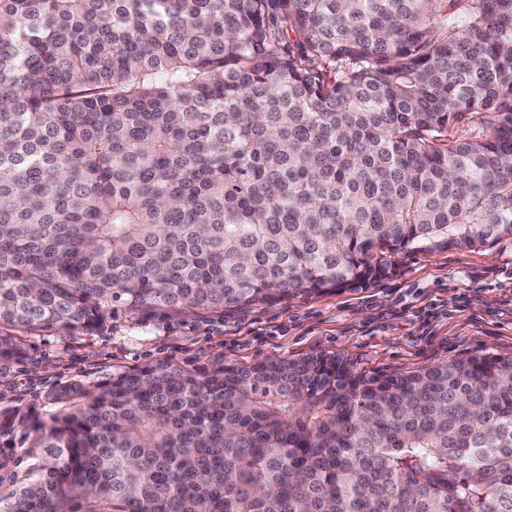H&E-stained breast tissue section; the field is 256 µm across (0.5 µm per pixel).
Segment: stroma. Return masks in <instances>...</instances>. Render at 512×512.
Returning <instances> with one entry per match:
<instances>
[{
    "instance_id": "obj_1",
    "label": "stroma",
    "mask_w": 512,
    "mask_h": 512,
    "mask_svg": "<svg viewBox=\"0 0 512 512\" xmlns=\"http://www.w3.org/2000/svg\"><path fill=\"white\" fill-rule=\"evenodd\" d=\"M25 357L0 367V411L45 413L62 383L94 384L155 365L186 370L313 352L359 373L416 371L476 352L512 356V237L486 248L415 251L385 275L300 301L178 314L115 309L105 327L17 332ZM24 431L0 447V497L43 459Z\"/></svg>"
}]
</instances>
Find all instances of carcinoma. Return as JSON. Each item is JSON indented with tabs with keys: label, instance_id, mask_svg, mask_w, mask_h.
<instances>
[{
	"label": "carcinoma",
	"instance_id": "cac0c4a2",
	"mask_svg": "<svg viewBox=\"0 0 512 512\" xmlns=\"http://www.w3.org/2000/svg\"><path fill=\"white\" fill-rule=\"evenodd\" d=\"M512 236V0H0L4 332L351 288ZM0 416L5 512H512V356L312 353ZM31 438L19 429L12 437L11 448L0 447V503L2 510H6L9 499L8 494L18 485L31 480L39 466L45 460L32 452Z\"/></svg>",
	"mask_w": 512,
	"mask_h": 512
}]
</instances>
